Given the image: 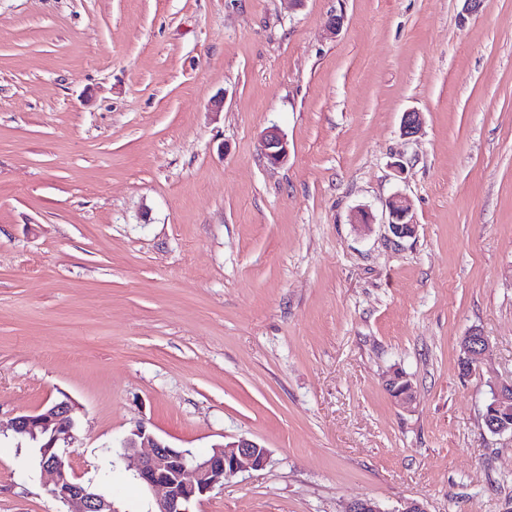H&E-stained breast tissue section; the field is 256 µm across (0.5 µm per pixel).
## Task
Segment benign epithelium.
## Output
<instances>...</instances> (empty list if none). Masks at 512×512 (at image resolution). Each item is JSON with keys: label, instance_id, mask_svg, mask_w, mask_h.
<instances>
[{"label": "benign epithelium", "instance_id": "7a95c632", "mask_svg": "<svg viewBox=\"0 0 512 512\" xmlns=\"http://www.w3.org/2000/svg\"><path fill=\"white\" fill-rule=\"evenodd\" d=\"M423 115L417 111L403 113L401 134L411 138L420 133ZM262 151L272 165L288 160V144L277 130H269L262 140ZM388 231L391 238L404 239L415 233L412 205L409 199L395 195L388 200ZM489 346L488 339L472 332L463 337L464 372L469 373ZM491 402L487 409L496 410L512 403V381L490 386ZM76 405L70 399L54 402L32 414L16 416L11 429L16 435L37 436L41 432L48 440L41 449V469L51 475V494L60 502L73 507L71 512H117L113 501L91 485L78 481L66 460L68 448L74 443ZM119 454L127 467L149 489L158 492L152 512H191V503L224 485V481L247 469L264 467L269 450L258 442L239 437L216 444L205 458L191 451L170 446L157 437L145 424H139L122 438Z\"/></svg>", "mask_w": 512, "mask_h": 512}]
</instances>
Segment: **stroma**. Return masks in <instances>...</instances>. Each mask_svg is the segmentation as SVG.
Here are the masks:
<instances>
[{
    "mask_svg": "<svg viewBox=\"0 0 512 512\" xmlns=\"http://www.w3.org/2000/svg\"><path fill=\"white\" fill-rule=\"evenodd\" d=\"M501 381L512 0H0V512H68L9 426L65 397L69 463L118 512L154 506L116 446L141 422L269 450L192 512H512ZM262 151L272 165H279L288 160V144L277 130H269L262 140ZM386 207L389 211L388 231L391 239H404L415 233L416 224L412 219V205L409 199L402 195H395L388 200ZM488 346V339L480 333L472 332L463 337L461 359L465 363L464 373L472 372L474 366L479 362Z\"/></svg>",
    "mask_w": 512,
    "mask_h": 512,
    "instance_id": "stroma-1",
    "label": "stroma"
}]
</instances>
